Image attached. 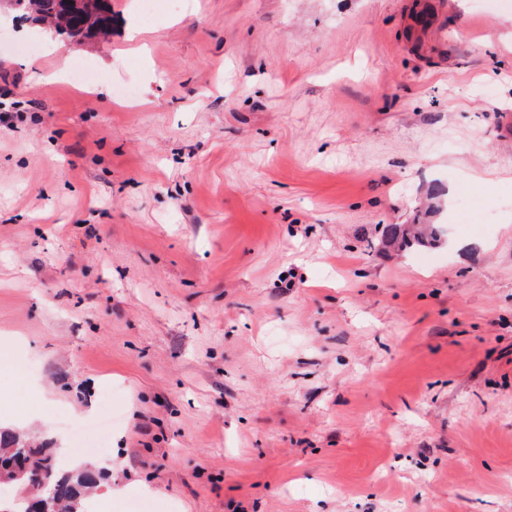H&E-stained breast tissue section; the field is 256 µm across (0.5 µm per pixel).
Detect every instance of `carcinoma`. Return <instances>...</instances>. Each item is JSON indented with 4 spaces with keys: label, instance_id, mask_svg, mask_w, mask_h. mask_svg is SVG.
Listing matches in <instances>:
<instances>
[{
    "label": "carcinoma",
    "instance_id": "1",
    "mask_svg": "<svg viewBox=\"0 0 512 512\" xmlns=\"http://www.w3.org/2000/svg\"><path fill=\"white\" fill-rule=\"evenodd\" d=\"M10 7L26 20L49 23L61 37L110 34L112 9L109 0H76L70 10L63 0H7ZM387 236L399 242V248L438 246L441 233L436 224H412L403 228L391 224ZM19 465L26 470L25 481L9 507L0 512H33L32 501L41 500L42 512H83L81 499L96 487L103 471L87 468L58 475L60 462L52 448L30 446L15 431L0 428V470Z\"/></svg>",
    "mask_w": 512,
    "mask_h": 512
}]
</instances>
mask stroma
<instances>
[{
    "mask_svg": "<svg viewBox=\"0 0 512 512\" xmlns=\"http://www.w3.org/2000/svg\"><path fill=\"white\" fill-rule=\"evenodd\" d=\"M136 2L0 26V417L119 413L104 512H512V9ZM29 21L48 22L61 37L74 39L78 35L110 34L112 9L109 0H71L69 11L63 8V0H1ZM33 25V24H32ZM404 224H390L387 227V236L399 242V249H408L414 246H438L441 233L437 224H411L404 229Z\"/></svg>",
    "mask_w": 512,
    "mask_h": 512,
    "instance_id": "35a3bbf8",
    "label": "stroma"
}]
</instances>
